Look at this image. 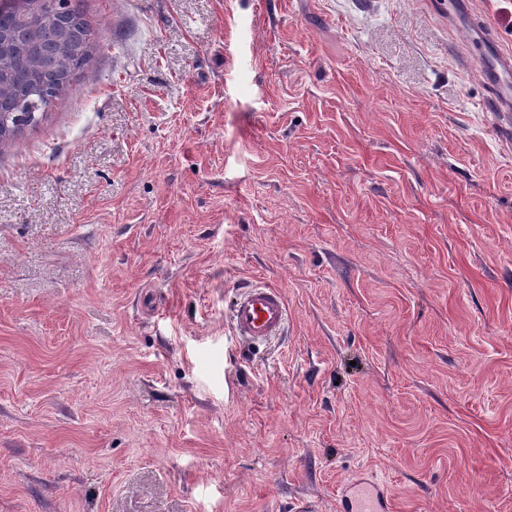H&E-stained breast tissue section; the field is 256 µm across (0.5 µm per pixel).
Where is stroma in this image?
I'll return each mask as SVG.
<instances>
[{
  "label": "stroma",
  "mask_w": 512,
  "mask_h": 512,
  "mask_svg": "<svg viewBox=\"0 0 512 512\" xmlns=\"http://www.w3.org/2000/svg\"><path fill=\"white\" fill-rule=\"evenodd\" d=\"M0 148V512H512V0H79ZM282 289L251 349L229 302ZM474 31L478 34L472 44L479 47L482 52L479 56L482 70H490L493 79L492 95L483 101L484 112H491L497 120L494 130L499 134L502 143L510 149L512 146V115L506 112L507 102L511 103L512 98V65L511 59L503 57L495 48V38L486 29L478 24L473 25ZM389 488L373 476L360 474L344 487L336 503V512H390Z\"/></svg>",
  "instance_id": "obj_1"
}]
</instances>
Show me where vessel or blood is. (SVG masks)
Here are the masks:
<instances>
[{"mask_svg":"<svg viewBox=\"0 0 512 512\" xmlns=\"http://www.w3.org/2000/svg\"><path fill=\"white\" fill-rule=\"evenodd\" d=\"M475 41L481 50V68L491 71V96L483 102L484 111L496 118L495 130L505 146H512V113L506 106L512 101V60L495 48V38L486 29H478ZM231 326L235 336L255 348L283 335L288 325V306L280 289L270 286L242 287L232 302ZM336 512H391L389 488L374 477L358 475L344 487L336 503Z\"/></svg>","mask_w":512,"mask_h":512,"instance_id":"obj_1","label":"vessel or blood"}]
</instances>
